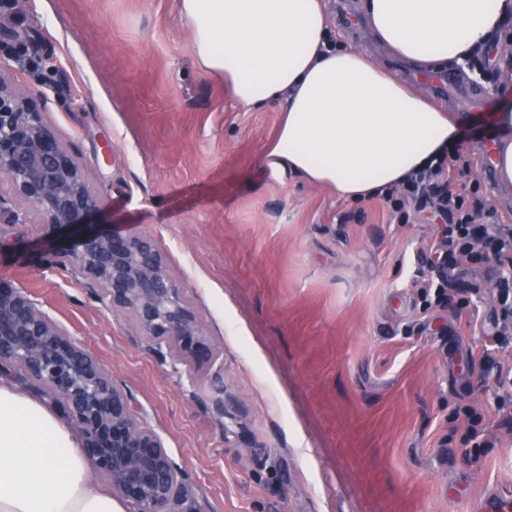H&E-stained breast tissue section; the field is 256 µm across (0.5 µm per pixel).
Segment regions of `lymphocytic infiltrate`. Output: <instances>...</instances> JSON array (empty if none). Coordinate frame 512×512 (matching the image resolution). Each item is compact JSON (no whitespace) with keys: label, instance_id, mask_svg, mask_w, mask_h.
Returning a JSON list of instances; mask_svg holds the SVG:
<instances>
[{"label":"lymphocytic infiltrate","instance_id":"1","mask_svg":"<svg viewBox=\"0 0 512 512\" xmlns=\"http://www.w3.org/2000/svg\"><path fill=\"white\" fill-rule=\"evenodd\" d=\"M468 173V160L448 150L381 196L391 219L404 224L422 211H433L447 224L449 239L458 241L462 253H471L474 242H481L491 248L504 276H511L512 238L499 228L494 211L480 203Z\"/></svg>","mask_w":512,"mask_h":512}]
</instances>
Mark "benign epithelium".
I'll return each mask as SVG.
<instances>
[{
	"label": "benign epithelium",
	"instance_id": "obj_1",
	"mask_svg": "<svg viewBox=\"0 0 512 512\" xmlns=\"http://www.w3.org/2000/svg\"><path fill=\"white\" fill-rule=\"evenodd\" d=\"M40 218L45 235L100 287L113 307L131 313L160 350L196 369L220 374L219 350L147 238L99 223L103 195L85 183L74 155L43 122L41 107L18 84L0 78V176ZM16 373L59 401L90 467L138 512H170L188 490L165 443L146 426L130 397L101 362L0 278V375Z\"/></svg>",
	"mask_w": 512,
	"mask_h": 512
}]
</instances>
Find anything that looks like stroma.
Wrapping results in <instances>:
<instances>
[{
    "mask_svg": "<svg viewBox=\"0 0 512 512\" xmlns=\"http://www.w3.org/2000/svg\"><path fill=\"white\" fill-rule=\"evenodd\" d=\"M338 40L359 46L460 122L500 223L512 188L495 178L489 115L512 68L440 96L370 35L361 0H326ZM356 22L346 32L335 14ZM28 53L0 74L102 190L101 221L149 237L222 352L220 378L156 351L130 314L72 267L0 179V277L94 355L169 449L193 512H468L512 490V417L480 358L502 274L437 249L442 224L391 221L380 196L339 199L267 167L278 106L249 110L198 65L178 0H19ZM446 283L451 300L417 282ZM235 402L214 407L218 389Z\"/></svg>",
    "mask_w": 512,
    "mask_h": 512,
    "instance_id": "35a3bbf8",
    "label": "stroma"
}]
</instances>
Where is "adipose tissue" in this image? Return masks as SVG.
I'll return each mask as SVG.
<instances>
[{"mask_svg":"<svg viewBox=\"0 0 512 512\" xmlns=\"http://www.w3.org/2000/svg\"><path fill=\"white\" fill-rule=\"evenodd\" d=\"M194 55L246 108L281 106L267 154L278 171L358 200L402 182L459 139L430 106L355 47L333 45L322 0H179ZM369 28L413 65H467L512 0H363ZM499 183L512 186V102L495 114ZM0 512H125L94 485L61 411L0 376Z\"/></svg>","mask_w":512,"mask_h":512,"instance_id":"ef3b65f1","label":"adipose tissue"}]
</instances>
